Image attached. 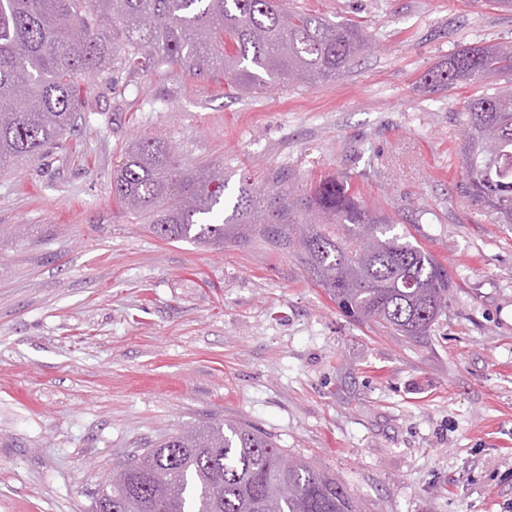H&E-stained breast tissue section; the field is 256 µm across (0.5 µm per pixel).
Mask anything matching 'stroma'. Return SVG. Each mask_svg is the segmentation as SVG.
Returning <instances> with one entry per match:
<instances>
[{
    "label": "stroma",
    "mask_w": 512,
    "mask_h": 512,
    "mask_svg": "<svg viewBox=\"0 0 512 512\" xmlns=\"http://www.w3.org/2000/svg\"><path fill=\"white\" fill-rule=\"evenodd\" d=\"M372 44L327 83L239 91L223 67L91 79L69 140L0 170V512H87L114 467L211 423L257 428L361 512H512V230L457 195L456 46L512 42L493 0H290ZM230 193L349 177L455 286L429 335L346 316L261 242L157 238L112 196L129 140Z\"/></svg>",
    "instance_id": "35a3bbf8"
}]
</instances>
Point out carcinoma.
<instances>
[{"mask_svg": "<svg viewBox=\"0 0 512 512\" xmlns=\"http://www.w3.org/2000/svg\"><path fill=\"white\" fill-rule=\"evenodd\" d=\"M368 49L358 26L295 12L286 0H0V170L76 131L80 85L112 70L177 65L199 75L220 63L241 89L317 83ZM512 76V45H464L424 85L452 89ZM458 149L457 193L512 229V90L474 94ZM286 168L267 187L229 199L224 172L189 170L171 145L135 137L112 193L164 241L222 247L258 239L291 253L351 318L400 336L427 335L448 310V270L396 224L371 214L335 177L301 189ZM112 474L89 512H357L336 476L292 460L264 433L212 424L178 432Z\"/></svg>", "mask_w": 512, "mask_h": 512, "instance_id": "carcinoma-1", "label": "carcinoma"}]
</instances>
